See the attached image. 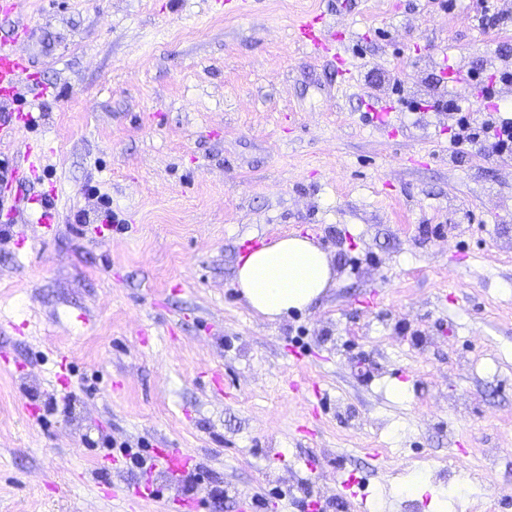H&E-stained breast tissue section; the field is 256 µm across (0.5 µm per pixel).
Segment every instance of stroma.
Here are the masks:
<instances>
[{
    "label": "stroma",
    "instance_id": "obj_1",
    "mask_svg": "<svg viewBox=\"0 0 512 512\" xmlns=\"http://www.w3.org/2000/svg\"><path fill=\"white\" fill-rule=\"evenodd\" d=\"M342 1L0 13L54 89L17 137L46 162L0 181V512H119L109 490L142 476L124 448L203 462L135 512H404L417 478L415 512H512V159L452 161L426 102L441 68L512 65V12ZM306 12L335 21L351 78L295 41ZM292 233L335 284L268 322L235 263Z\"/></svg>",
    "mask_w": 512,
    "mask_h": 512
}]
</instances>
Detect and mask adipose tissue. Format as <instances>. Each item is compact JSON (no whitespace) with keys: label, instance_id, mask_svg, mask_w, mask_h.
<instances>
[{"label":"adipose tissue","instance_id":"1","mask_svg":"<svg viewBox=\"0 0 512 512\" xmlns=\"http://www.w3.org/2000/svg\"><path fill=\"white\" fill-rule=\"evenodd\" d=\"M235 282L248 307L272 321L313 303L333 286L334 270L317 243L293 235L240 255Z\"/></svg>","mask_w":512,"mask_h":512}]
</instances>
